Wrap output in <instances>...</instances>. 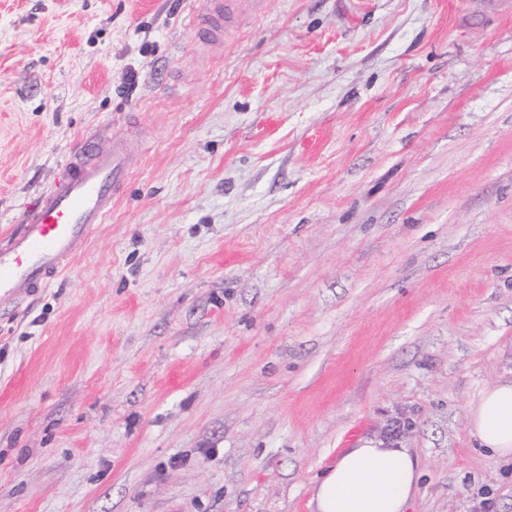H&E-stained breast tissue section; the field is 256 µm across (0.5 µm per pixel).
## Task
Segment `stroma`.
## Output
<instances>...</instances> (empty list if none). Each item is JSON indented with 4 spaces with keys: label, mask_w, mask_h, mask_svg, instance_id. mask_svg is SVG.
I'll use <instances>...</instances> for the list:
<instances>
[{
    "label": "stroma",
    "mask_w": 512,
    "mask_h": 512,
    "mask_svg": "<svg viewBox=\"0 0 512 512\" xmlns=\"http://www.w3.org/2000/svg\"><path fill=\"white\" fill-rule=\"evenodd\" d=\"M0 0V233L87 134L134 165L0 300V512H310L414 425L409 512H512V17L466 0ZM265 0H209L204 2L198 26L210 43L221 42L229 23L246 14L262 12ZM469 432L490 460L512 459V380L485 389L469 412Z\"/></svg>",
    "instance_id": "1"
}]
</instances>
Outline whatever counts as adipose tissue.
<instances>
[{
	"instance_id": "1",
	"label": "adipose tissue",
	"mask_w": 512,
	"mask_h": 512,
	"mask_svg": "<svg viewBox=\"0 0 512 512\" xmlns=\"http://www.w3.org/2000/svg\"><path fill=\"white\" fill-rule=\"evenodd\" d=\"M469 432L492 461L512 459V380L481 392L470 408ZM419 478L408 449L363 439L313 483L309 505L311 512H408Z\"/></svg>"
}]
</instances>
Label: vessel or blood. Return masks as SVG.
Segmentation results:
<instances>
[{
  "mask_svg": "<svg viewBox=\"0 0 512 512\" xmlns=\"http://www.w3.org/2000/svg\"><path fill=\"white\" fill-rule=\"evenodd\" d=\"M264 0H206L198 18L209 42L229 23L262 11ZM131 157L121 147L98 151L86 136L59 166L55 188L30 203L20 224L0 236V299L20 301L46 288L79 255L125 185Z\"/></svg>",
  "mask_w": 512,
  "mask_h": 512,
  "instance_id": "vessel-or-blood-1",
  "label": "vessel or blood"
}]
</instances>
